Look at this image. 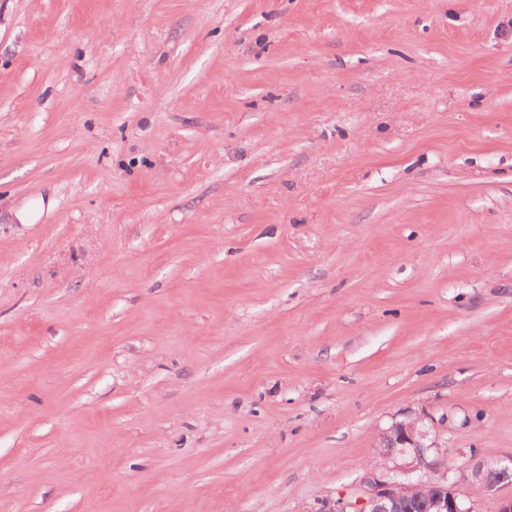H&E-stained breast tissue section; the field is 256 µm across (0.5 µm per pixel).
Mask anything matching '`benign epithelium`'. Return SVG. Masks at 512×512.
<instances>
[{
    "instance_id": "benign-epithelium-1",
    "label": "benign epithelium",
    "mask_w": 512,
    "mask_h": 512,
    "mask_svg": "<svg viewBox=\"0 0 512 512\" xmlns=\"http://www.w3.org/2000/svg\"><path fill=\"white\" fill-rule=\"evenodd\" d=\"M386 461L380 474L366 478L364 495L355 501H324L319 512H396L405 496L426 495V512H474L448 478L438 442L431 437L427 416L395 421L380 443ZM467 479L495 488L512 479V456L475 462Z\"/></svg>"
}]
</instances>
